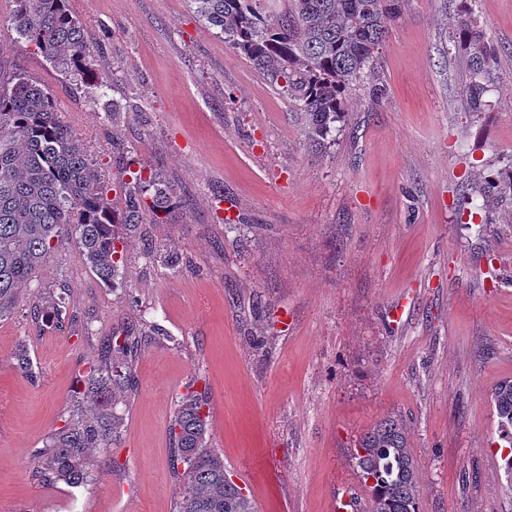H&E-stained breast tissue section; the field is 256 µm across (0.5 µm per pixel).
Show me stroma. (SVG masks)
I'll return each mask as SVG.
<instances>
[{
	"mask_svg": "<svg viewBox=\"0 0 512 512\" xmlns=\"http://www.w3.org/2000/svg\"><path fill=\"white\" fill-rule=\"evenodd\" d=\"M69 7L105 91L16 44L13 0H0V70L48 87L109 184L155 170L174 192L115 286L75 241L47 260L38 283L70 288L63 329L31 316L29 288L0 319V512H173L168 428L195 375L209 444L257 512H335L342 498L369 512L352 452L389 415L410 429L421 512H512L491 402L512 380V206L469 189L512 166V0H406L322 149L191 0ZM470 15L497 51L479 114L455 39ZM141 317L158 331L133 367L121 470L42 481L35 451L85 364ZM22 340L30 376L11 363Z\"/></svg>",
	"mask_w": 512,
	"mask_h": 512,
	"instance_id": "obj_1",
	"label": "stroma"
}]
</instances>
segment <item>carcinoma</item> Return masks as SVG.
Instances as JSON below:
<instances>
[{
  "label": "carcinoma",
  "mask_w": 512,
  "mask_h": 512,
  "mask_svg": "<svg viewBox=\"0 0 512 512\" xmlns=\"http://www.w3.org/2000/svg\"><path fill=\"white\" fill-rule=\"evenodd\" d=\"M196 13L224 36L266 81L297 105L303 134L326 146L343 121L354 81L378 60L391 22L404 0H192ZM13 29L54 68L81 81L97 73V48L68 0H14ZM468 43L470 110L486 106L484 82L496 55L482 30L460 21ZM124 198L110 196L100 165L63 120L52 94L23 72L0 76V318L12 314L18 294L70 235L87 267L113 285L125 263L131 234L168 211L172 189L159 174L134 177ZM483 197L512 205V172L479 186ZM66 288H40L33 315L64 323ZM156 330L142 319L101 343L83 376L74 409L60 418L36 451L39 473L71 487L86 484L96 455L120 443L123 416L116 407L135 390L132 374L142 340ZM19 371L33 374L25 342L13 355ZM194 378L180 394L169 426L172 469L180 493L173 512H256L254 501L226 477L224 459L208 447L209 397ZM500 439L512 447V382L492 393ZM358 478L370 512H420L418 463L408 428L388 416L354 448Z\"/></svg>",
  "instance_id": "carcinoma-1"
}]
</instances>
